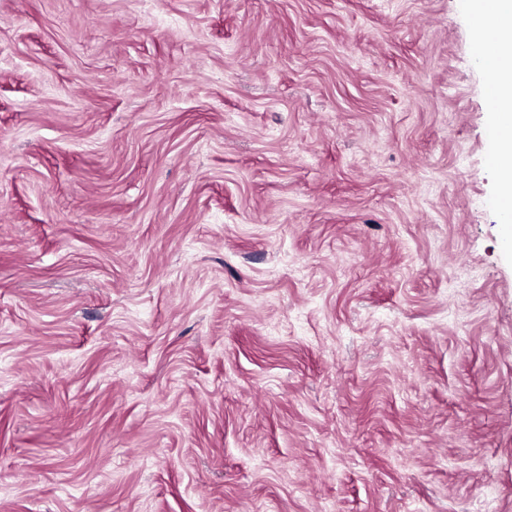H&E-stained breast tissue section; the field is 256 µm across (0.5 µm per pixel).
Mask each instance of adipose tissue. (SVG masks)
I'll list each match as a JSON object with an SVG mask.
<instances>
[{"instance_id": "1", "label": "adipose tissue", "mask_w": 512, "mask_h": 512, "mask_svg": "<svg viewBox=\"0 0 512 512\" xmlns=\"http://www.w3.org/2000/svg\"><path fill=\"white\" fill-rule=\"evenodd\" d=\"M474 46L486 54L484 70L497 89L491 105L494 122L502 129L494 170L500 182L498 197L512 201V0H471Z\"/></svg>"}]
</instances>
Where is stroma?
Returning <instances> with one entry per match:
<instances>
[{
    "label": "stroma",
    "mask_w": 512,
    "mask_h": 512,
    "mask_svg": "<svg viewBox=\"0 0 512 512\" xmlns=\"http://www.w3.org/2000/svg\"><path fill=\"white\" fill-rule=\"evenodd\" d=\"M469 0H0V512H512V230Z\"/></svg>",
    "instance_id": "1"
}]
</instances>
